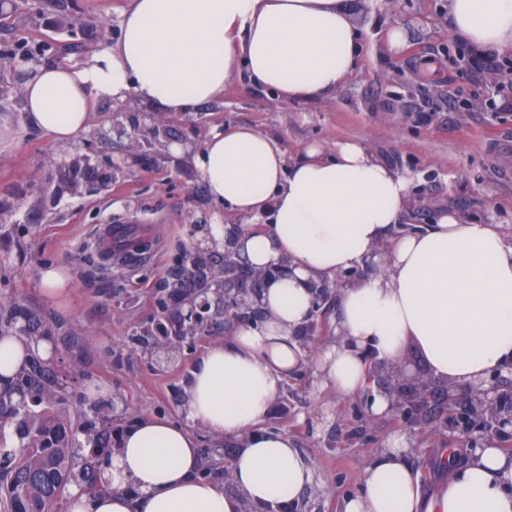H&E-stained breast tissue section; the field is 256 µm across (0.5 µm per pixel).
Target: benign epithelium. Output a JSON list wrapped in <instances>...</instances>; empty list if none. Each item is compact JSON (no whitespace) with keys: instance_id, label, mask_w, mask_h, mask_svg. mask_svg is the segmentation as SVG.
Returning <instances> with one entry per match:
<instances>
[{"instance_id":"7a95c632","label":"benign epithelium","mask_w":512,"mask_h":512,"mask_svg":"<svg viewBox=\"0 0 512 512\" xmlns=\"http://www.w3.org/2000/svg\"><path fill=\"white\" fill-rule=\"evenodd\" d=\"M243 232L239 224L224 225V255L232 254L236 258L234 276L218 282L205 276L202 270H195V287L189 289L178 311L181 324L192 328V331L173 337L174 341L193 342L211 334L209 309L212 294L224 301V313L232 314L227 321L229 325L254 326L264 319L259 286L255 283L251 265L238 246ZM310 292L307 329L313 326V318L322 305L333 296V289L322 284L312 286ZM370 360L368 387L362 395L365 408L372 406L377 393L387 397L393 409L398 395L404 405L405 419L414 427L424 422L436 423L440 412L449 409L454 414L453 427L457 437L472 448L479 443L492 446L496 438L512 436V362L502 365L486 382L450 387L413 372L406 361L389 368L373 355Z\"/></svg>"}]
</instances>
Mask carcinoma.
<instances>
[{
    "mask_svg": "<svg viewBox=\"0 0 512 512\" xmlns=\"http://www.w3.org/2000/svg\"><path fill=\"white\" fill-rule=\"evenodd\" d=\"M57 390L43 381L41 366L33 363L20 375L15 387L0 393V438L15 418H21L22 444L0 448V504L3 512H48L66 489L81 484L89 493H105L100 467L89 461L77 463L76 449L90 444L112 452V434L95 429L92 423L72 427L59 418L32 411L20 398H34L35 405L51 403Z\"/></svg>",
    "mask_w": 512,
    "mask_h": 512,
    "instance_id": "carcinoma-1",
    "label": "carcinoma"
}]
</instances>
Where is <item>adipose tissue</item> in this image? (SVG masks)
<instances>
[{"instance_id":"obj_1","label":"adipose tissue","mask_w":512,"mask_h":512,"mask_svg":"<svg viewBox=\"0 0 512 512\" xmlns=\"http://www.w3.org/2000/svg\"><path fill=\"white\" fill-rule=\"evenodd\" d=\"M448 25L475 50L512 53V0H448ZM360 46L351 0H128L120 36L91 67H35L24 85L33 124L60 144L84 134L99 98L135 97L165 114L215 101L239 73L288 103L335 93L354 72ZM210 198L225 211L271 217L245 231L257 267L286 272L263 293L265 321L239 327L195 361L182 409L187 423L149 416L122 435L103 474L107 495L72 490L68 512H245L292 503L313 471L293 440L263 430L283 380L302 361L295 339L309 286L372 262L373 272L341 289L338 338L321 352L324 387L351 396L367 386L370 357L399 362L406 343L435 379L476 384L512 361V240L496 225L440 214L431 228L387 239L403 218L409 180L360 143L318 145L294 163L251 126L213 131L194 159ZM51 344L0 337V391ZM242 443L232 490L198 478L193 427ZM411 443L388 440L368 467L364 492L341 512H512V456L477 449L433 493L409 461Z\"/></svg>"}]
</instances>
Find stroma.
I'll use <instances>...</instances> for the list:
<instances>
[{
    "mask_svg": "<svg viewBox=\"0 0 512 512\" xmlns=\"http://www.w3.org/2000/svg\"><path fill=\"white\" fill-rule=\"evenodd\" d=\"M125 0H12L0 15V323L12 334L49 332L55 357L49 378L63 381L60 411L86 408L90 386L107 387L98 404L124 417L158 415L182 425L183 389L196 357L214 337L182 346L158 366L141 337L157 323L177 325L169 282L181 257L221 222L250 230L267 219L229 214L209 198L193 163L213 130L255 126L283 147L287 161L319 144H363L410 180V225L429 227L450 210L499 225L512 238V87L498 83L511 55L474 67L472 50L448 27V0H365L354 21L363 54L352 76L327 99L279 104L238 73L222 99L186 114L162 115L134 97L98 99L87 132L62 145L27 121L23 88L35 64L90 66L119 34ZM399 26L404 44L389 48ZM105 224L143 228L155 254L133 269L106 264L94 249ZM65 268L72 292L59 305L41 291L40 272ZM338 303L316 319L315 335L297 334L299 369L282 384L266 430L288 433L312 465L303 498L339 512L343 497L363 491L365 472L387 438L413 434L412 464L436 482L465 461L470 447L450 426L414 430L395 413L375 416L359 396L339 397L320 385L316 358L336 339Z\"/></svg>",
    "mask_w": 512,
    "mask_h": 512,
    "instance_id": "stroma-1",
    "label": "stroma"
}]
</instances>
